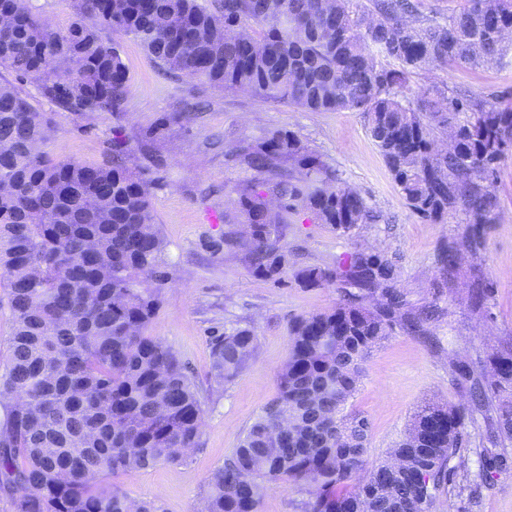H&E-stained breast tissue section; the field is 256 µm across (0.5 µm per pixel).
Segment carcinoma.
Here are the masks:
<instances>
[{"label": "carcinoma", "mask_w": 512, "mask_h": 512, "mask_svg": "<svg viewBox=\"0 0 512 512\" xmlns=\"http://www.w3.org/2000/svg\"><path fill=\"white\" fill-rule=\"evenodd\" d=\"M71 0L65 28L31 0H0V275L12 320L10 356L0 374V489L17 493L15 512H159L112 484L130 469L184 462L201 445L202 408L182 360L146 334L160 304L163 241L147 183L129 166L131 149L112 132L96 164L44 151L55 112H39L19 83L75 119L121 112L127 69L102 32L136 41L178 77L205 78L268 103L312 111L360 112L405 199L421 218L466 216L468 247L484 248L494 221L493 176L512 151V107L433 87L409 97L412 76L456 62L501 63L512 31V0H470L452 17L414 18L409 0ZM453 143L436 148V129ZM260 175L237 189L247 232L224 237L252 275H288V215L303 207L341 234L380 214L291 131L241 147ZM456 243L437 255L441 275L460 274ZM303 288L331 286L339 302L296 318L280 392L248 427L224 467L208 480L199 512H259L266 484L302 486L301 512H433L437 493L471 488L463 450L475 445L481 479L508 464L512 345L483 361L454 360L462 406L429 403L387 459L367 465L370 422L348 409L370 349L395 329L423 331L433 311L397 287L383 252L356 248L336 269L293 271ZM493 285L475 279L477 308ZM257 336L248 326L214 339L212 374L232 382L249 364ZM487 432L472 441L468 423ZM489 442L496 451L484 446ZM408 474L389 477L396 454Z\"/></svg>", "instance_id": "carcinoma-1"}]
</instances>
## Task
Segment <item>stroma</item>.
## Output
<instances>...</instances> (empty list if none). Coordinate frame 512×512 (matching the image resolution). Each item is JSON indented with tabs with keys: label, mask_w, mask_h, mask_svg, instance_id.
Masks as SVG:
<instances>
[{
	"label": "stroma",
	"mask_w": 512,
	"mask_h": 512,
	"mask_svg": "<svg viewBox=\"0 0 512 512\" xmlns=\"http://www.w3.org/2000/svg\"><path fill=\"white\" fill-rule=\"evenodd\" d=\"M107 39L118 42L127 66L123 111L87 120L56 115L44 149L59 158L99 163L113 131L129 142L130 165L148 183L153 222L164 242L166 277L149 333L188 364L203 408L201 446L186 462L130 470L116 478V485L162 512H196L211 473L223 467L278 393L292 319L337 302L332 288L259 280L240 254L224 248L225 235L240 232L244 224L235 189L255 176L233 153L276 129L293 131L343 185L382 215L379 223L360 225L346 237L318 223L309 210H298L288 219L290 263L331 268L353 248L376 249L394 261L398 286L410 301L436 310L425 334L395 330L366 359V376L352 407L370 422L368 463L385 459L425 402L465 404L468 388L454 380L450 359L475 362L512 341V159L497 173V214L486 227L480 257L462 250L461 275L449 284L436 255L449 239H462L464 214L442 223L420 218L394 182L362 113L305 111L228 92L202 78L170 77L137 43L113 33ZM442 83L512 106L510 61L426 71L411 79L410 92ZM474 275L494 285L481 309L468 298ZM236 325L253 328L258 347L248 367L220 386L212 378V340ZM436 512H512V467L483 487L477 502L464 494L440 495Z\"/></svg>",
	"instance_id": "stroma-1"
}]
</instances>
